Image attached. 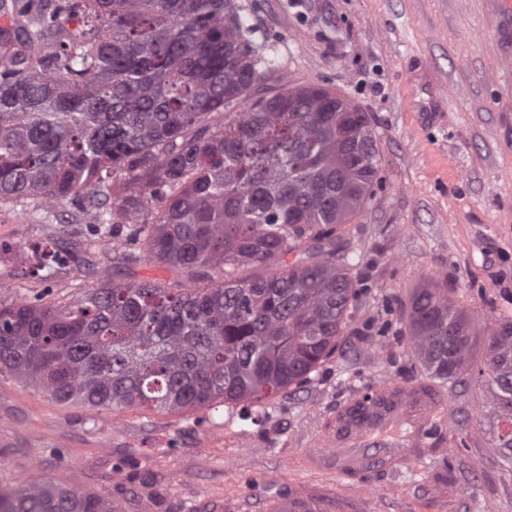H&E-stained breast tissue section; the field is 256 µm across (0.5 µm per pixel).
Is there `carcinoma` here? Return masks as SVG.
<instances>
[{
  "label": "carcinoma",
  "mask_w": 512,
  "mask_h": 512,
  "mask_svg": "<svg viewBox=\"0 0 512 512\" xmlns=\"http://www.w3.org/2000/svg\"><path fill=\"white\" fill-rule=\"evenodd\" d=\"M0 201L82 198L92 242L123 237L204 288L90 272L63 306L0 304V373L89 411L248 405L305 382L357 313L338 226L374 192L372 118L317 85L254 96L271 67L236 0H0ZM244 105L239 112L231 111ZM224 116L214 126L211 120ZM155 219H144L152 207ZM29 273L61 264L32 244ZM260 274L237 277L239 268ZM415 360L478 379L512 458V317L488 325L431 282L410 298ZM0 512H116L79 484L0 488Z\"/></svg>",
  "instance_id": "obj_1"
}]
</instances>
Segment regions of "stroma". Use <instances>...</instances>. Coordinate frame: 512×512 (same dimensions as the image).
Instances as JSON below:
<instances>
[{
	"instance_id": "obj_1",
	"label": "stroma",
	"mask_w": 512,
	"mask_h": 512,
	"mask_svg": "<svg viewBox=\"0 0 512 512\" xmlns=\"http://www.w3.org/2000/svg\"><path fill=\"white\" fill-rule=\"evenodd\" d=\"M271 63L273 96L319 85L369 112L382 167L374 194L337 233L362 287L335 355L300 387L263 398L253 421L217 404L181 413L90 412L0 374V486L78 481L121 512H512L493 405L477 380L442 389L424 457L397 471L342 476L304 460L336 416L388 382L427 375L412 356L409 298L429 281L475 315L512 317V86L486 0H237ZM78 207L24 198L0 209V303L64 305L92 283L78 263L51 280L22 272L24 244L83 240ZM98 269L180 287L187 273L123 263Z\"/></svg>"
}]
</instances>
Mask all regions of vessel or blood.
<instances>
[{
	"label": "vessel or blood",
	"instance_id": "1",
	"mask_svg": "<svg viewBox=\"0 0 512 512\" xmlns=\"http://www.w3.org/2000/svg\"><path fill=\"white\" fill-rule=\"evenodd\" d=\"M491 18L501 49V82H512V0H490ZM387 400L359 419L344 418L331 438L328 456H310L317 469L332 468L340 474H367L393 470L411 456L422 454L431 430V418L439 407L433 392L421 386L387 388Z\"/></svg>",
	"mask_w": 512,
	"mask_h": 512
}]
</instances>
